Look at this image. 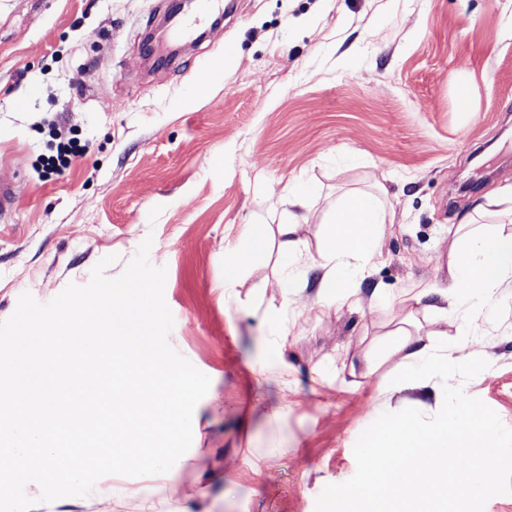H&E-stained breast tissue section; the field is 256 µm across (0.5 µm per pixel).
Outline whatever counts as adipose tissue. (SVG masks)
I'll return each mask as SVG.
<instances>
[{"instance_id": "adipose-tissue-1", "label": "adipose tissue", "mask_w": 512, "mask_h": 512, "mask_svg": "<svg viewBox=\"0 0 512 512\" xmlns=\"http://www.w3.org/2000/svg\"><path fill=\"white\" fill-rule=\"evenodd\" d=\"M389 217L386 205L375 193L357 190L340 198L326 225L327 253L319 265L322 275L315 283L318 296H333L342 303L349 301L350 283L343 271L355 260L368 263L370 247L383 236ZM296 231L293 222L278 225L274 230L262 223L245 225V261L267 257L274 245L281 255H290ZM511 285L512 231L505 233L471 225L448 254L447 288L435 294L441 301L450 300L477 313L502 288ZM390 361L397 370L396 387L415 391L421 387L417 379L419 367L429 363L447 369L448 349L437 343L433 334H413L401 329L392 348L371 357L370 368L379 370Z\"/></svg>"}]
</instances>
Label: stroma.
<instances>
[{
	"label": "stroma",
	"instance_id": "stroma-1",
	"mask_svg": "<svg viewBox=\"0 0 512 512\" xmlns=\"http://www.w3.org/2000/svg\"><path fill=\"white\" fill-rule=\"evenodd\" d=\"M168 0H0V320L86 285L106 256L118 277L144 240L167 270L171 346L211 385L193 440L165 473L100 478L33 512H315L352 478L359 435L410 394L369 372L372 345L417 288L448 285L469 216L512 225V0H237L169 65L143 40ZM468 89L466 104L458 92ZM79 152L48 169L59 143ZM472 191H463L462 179ZM383 182L392 213L358 306L290 294L326 249L343 193ZM304 194L298 263L237 266L240 231L287 223ZM424 330L473 334L489 366L451 378L512 427V288L491 313Z\"/></svg>",
	"mask_w": 512,
	"mask_h": 512
}]
</instances>
